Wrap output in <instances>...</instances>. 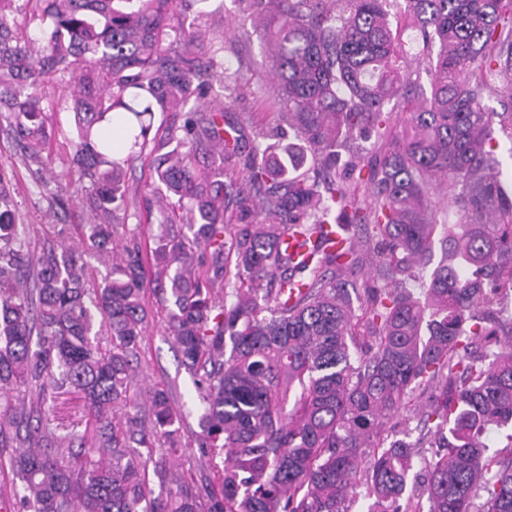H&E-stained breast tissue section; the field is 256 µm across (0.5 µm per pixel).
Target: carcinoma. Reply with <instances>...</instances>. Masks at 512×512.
<instances>
[{"label":"carcinoma","instance_id":"carcinoma-1","mask_svg":"<svg viewBox=\"0 0 512 512\" xmlns=\"http://www.w3.org/2000/svg\"><path fill=\"white\" fill-rule=\"evenodd\" d=\"M14 2L0 0V125L42 165L39 78L69 76L82 245L112 259L95 284L73 246L31 250L0 177V397L30 394L0 411L19 512H351L361 495L368 512H512V436L485 444L512 426V191L495 136L512 141V0H405L407 38L389 0H237L262 23L279 110L248 150L224 125L236 97L195 110L212 90L202 71L233 74L202 61L196 26L170 24L173 0H38L41 36L23 41ZM414 49L437 50L428 91L406 69ZM156 112L183 121L152 137ZM146 153L159 232L143 256L117 243L127 166ZM365 247L374 280L360 285ZM148 288L169 306L217 486L169 478L184 421L171 391L138 403ZM64 392L90 434L46 413ZM406 408L417 426L388 440ZM88 443L98 459L74 451Z\"/></svg>","mask_w":512,"mask_h":512}]
</instances>
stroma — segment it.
<instances>
[{
	"mask_svg": "<svg viewBox=\"0 0 512 512\" xmlns=\"http://www.w3.org/2000/svg\"><path fill=\"white\" fill-rule=\"evenodd\" d=\"M201 29L205 36L206 52H218L231 71L241 76L235 84L238 103L235 111L226 114V121L240 123L249 136L273 124L277 114L269 104L270 73L261 65L264 46L249 17L238 10L234 0H214ZM69 85L68 78L59 76L44 78L41 84L45 119L49 129L57 134L49 162L59 174L67 171L71 153L69 144L62 136L73 122L72 112L64 107L70 96ZM0 173L13 185L16 221L28 226L32 243L38 244L47 238L67 242L79 236L80 226L86 221V212L78 201L80 185L68 183V194L73 201L63 219L53 223L45 221L43 214L47 209L48 189L38 183L34 168L28 166L13 139L3 132H0ZM152 173L150 159L142 157L133 163L127 174L133 205L126 235L144 243L159 231L158 225L149 223L144 205L152 195ZM145 302L150 317L147 334L136 360L143 373L139 387L144 391L153 387L171 389L175 406L185 416L184 449L171 462L174 473L197 480L205 478L216 481V470L200 456L196 447L199 432L198 395L191 377L180 365L172 338L165 332L166 310L153 291H146Z\"/></svg>",
	"mask_w": 512,
	"mask_h": 512,
	"instance_id": "obj_1",
	"label": "stroma"
}]
</instances>
